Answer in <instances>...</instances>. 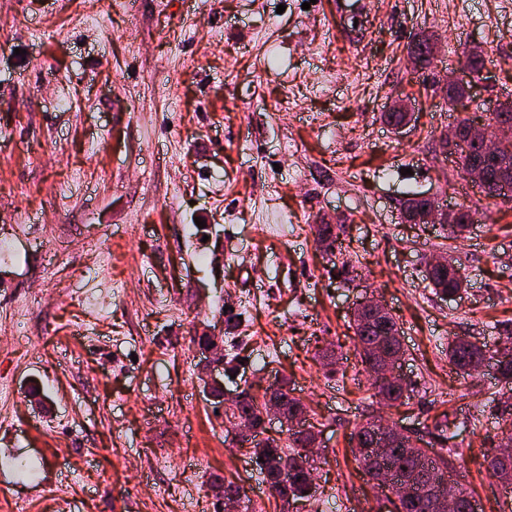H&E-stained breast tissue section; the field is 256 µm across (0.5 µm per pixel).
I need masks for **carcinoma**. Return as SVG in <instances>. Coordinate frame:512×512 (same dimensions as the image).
<instances>
[{
    "label": "carcinoma",
    "mask_w": 512,
    "mask_h": 512,
    "mask_svg": "<svg viewBox=\"0 0 512 512\" xmlns=\"http://www.w3.org/2000/svg\"><path fill=\"white\" fill-rule=\"evenodd\" d=\"M461 171H467L470 162L479 157V148L473 143H465L454 151ZM512 188V149L508 161L504 164L489 163L485 166V182L481 184L486 196L493 198L503 186ZM343 225L319 224L316 227L317 239L324 245L325 251L332 254L341 249ZM426 279L435 293L441 297H453L464 288V279L460 267H451L426 271ZM386 334H379L376 327L362 321L359 311L353 313V329L357 341V351L364 365V371L372 378L377 395L390 408L406 405L413 397L415 386L410 381L393 383L384 381L374 369V359L384 357L398 358L403 355L400 340V327L393 316L386 320ZM448 359L460 372L470 375L479 371L493 360L505 385L512 384V353H500L496 342L486 339L474 341L467 337H455L448 343ZM265 402L278 404L284 414L293 417L303 412L299 399L291 395L285 384L276 386L268 394ZM239 416L252 420L257 430L264 427L262 409L248 392H242ZM311 438V429L288 431L289 443L280 444L275 438L252 439L250 458L257 461L262 480L267 484L272 496L281 501L282 509L298 499H310L316 494V484L311 478L310 469L314 468L309 458L302 454ZM364 473L377 488L394 491L398 488H410L414 495L405 505L404 512H432L430 491L441 490L451 480L452 467L448 457L432 448L409 445L377 447L372 457L359 461ZM488 466L501 480L504 487L512 489V458L501 461L492 456ZM288 468V482L281 480L283 468Z\"/></svg>",
    "instance_id": "obj_1"
}]
</instances>
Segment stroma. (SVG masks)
<instances>
[{"mask_svg": "<svg viewBox=\"0 0 512 512\" xmlns=\"http://www.w3.org/2000/svg\"><path fill=\"white\" fill-rule=\"evenodd\" d=\"M303 2L0 0V491L28 512H221L224 480L280 512L198 379L205 331L225 396L285 383L307 407L318 492L290 512H395L349 444L378 417L453 449L478 512H505L487 458L507 393L491 367L456 374L448 340L512 330V204L441 138L467 49L469 108L512 91V0ZM425 35L441 49L417 73ZM425 193L482 219L459 239L404 222ZM318 224L343 225L336 260ZM444 253L467 278L448 299L424 276ZM372 295L401 327L406 406H382L355 351Z\"/></svg>", "mask_w": 512, "mask_h": 512, "instance_id": "1", "label": "stroma"}]
</instances>
